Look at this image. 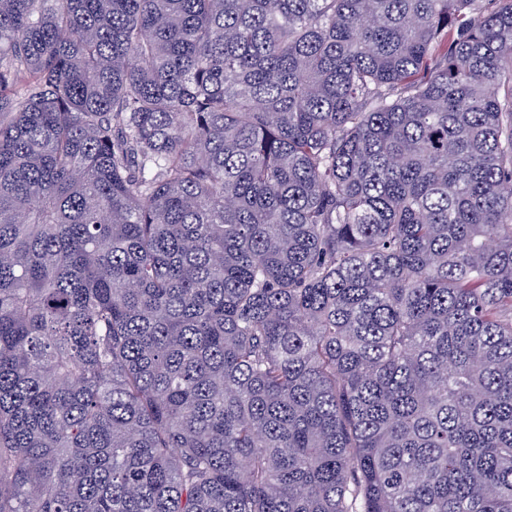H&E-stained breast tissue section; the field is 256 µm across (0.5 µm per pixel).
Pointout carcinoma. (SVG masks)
<instances>
[{
  "mask_svg": "<svg viewBox=\"0 0 512 512\" xmlns=\"http://www.w3.org/2000/svg\"><path fill=\"white\" fill-rule=\"evenodd\" d=\"M0 512H512V0H0Z\"/></svg>",
  "mask_w": 512,
  "mask_h": 512,
  "instance_id": "obj_1",
  "label": "carcinoma"
}]
</instances>
